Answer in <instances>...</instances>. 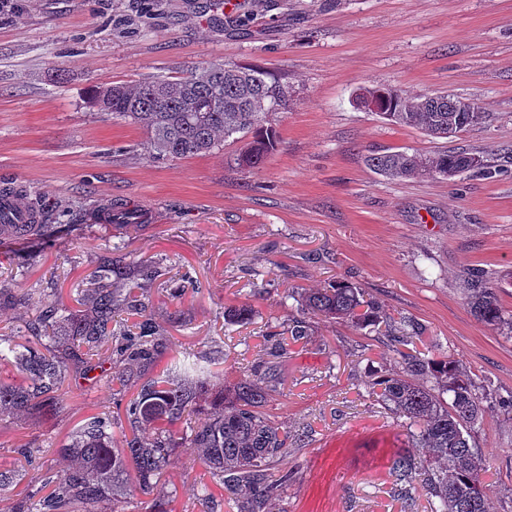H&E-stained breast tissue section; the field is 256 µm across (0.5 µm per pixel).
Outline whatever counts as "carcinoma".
<instances>
[{
	"label": "carcinoma",
	"mask_w": 512,
	"mask_h": 512,
	"mask_svg": "<svg viewBox=\"0 0 512 512\" xmlns=\"http://www.w3.org/2000/svg\"><path fill=\"white\" fill-rule=\"evenodd\" d=\"M163 80L162 90L157 81ZM110 112L144 127L157 160L169 161L212 152L222 142L249 137L236 155L244 169H257L274 150L276 131L269 113L286 104V91L256 67L210 63L188 76H152L138 84H113ZM374 99L388 121L422 130L433 139H446L488 120L481 106L456 111L459 98L448 94L406 97L393 89L372 88L358 100ZM376 171L395 179L424 176L446 178L463 173L492 176L483 159L473 153L444 151L431 156L407 152L369 158ZM118 224L130 231L142 226L138 213L116 208ZM55 224H0V239L36 235L49 240ZM129 267L107 253L100 257L95 287L80 290L76 301L86 309L68 312L62 296L25 323L24 346L15 337H0V364L16 368L19 379H0V415H23L49 406L63 396L68 370L83 375L113 365L110 380L121 387L130 376L154 365L164 347L163 333L146 297L134 293L138 284L117 288ZM303 315L351 322L359 327L385 325L392 334L401 372L382 374L368 394L401 420L408 442L422 449L402 454L392 466L396 486L403 491L422 478L427 512H489L488 484L482 454L471 443V427L482 416L486 396L451 353L439 358L417 349L420 336L406 325L380 315L362 289L343 282L326 288L289 293ZM468 304L475 317L512 338V315L500 305L494 288L471 280ZM248 305L227 309L228 324H246ZM288 354V341L272 336L267 355L272 360L251 367L232 386L214 392L215 358L184 354L171 359L163 373L148 380L125 408L131 434L122 448L112 447V422L91 416L71 439L56 449L69 462L66 469L47 470L40 486L29 490L12 512H98L116 496L146 491L163 473L176 448H192L225 489L242 497L240 512H260L288 483L282 468L292 437L261 411L278 393L277 360ZM150 426L151 437L138 428ZM279 469L278 479L271 471Z\"/></svg>",
	"instance_id": "cac0c4a2"
}]
</instances>
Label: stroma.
<instances>
[{"label":"stroma","instance_id":"1","mask_svg":"<svg viewBox=\"0 0 512 512\" xmlns=\"http://www.w3.org/2000/svg\"><path fill=\"white\" fill-rule=\"evenodd\" d=\"M242 26L212 21L211 0H13L0 12V187L52 205V246L37 237L0 242V287L24 304H0V336L22 330L50 304L90 287L100 256L152 262L147 285L158 323L170 313L161 363L184 353L223 357L225 384L263 363L268 333H287L289 291L342 281L387 315L422 332L425 348L453 352L501 397L512 396V338L479 321L467 300L479 275L512 313V0H222ZM252 65L288 90L269 120L279 143L255 170L236 165L240 140L213 152L158 161L136 124L89 107L93 85L184 76L209 62ZM389 87L410 96L446 92L493 112L490 123L432 139L361 107L357 95ZM463 149L494 165L493 177L387 178L368 163L393 152ZM137 201L153 211L136 236L91 222L92 210ZM267 285L255 293L256 273ZM197 278L200 290L189 280ZM250 304V324L224 310ZM389 338L349 323L308 322L282 366L281 393L264 411L287 426L288 486L269 512H425L415 486L404 506L389 473L407 448L402 427L369 397L374 373L398 372ZM159 366L116 393L107 377L70 373L56 404L0 418V470L17 451L35 464L0 490L11 512L54 453L87 417L129 430L124 408ZM473 436L488 467L490 512H512V410L486 408ZM212 496L203 499L202 486ZM238 512L191 449H175L153 493L117 504L148 512Z\"/></svg>","mask_w":512,"mask_h":512}]
</instances>
